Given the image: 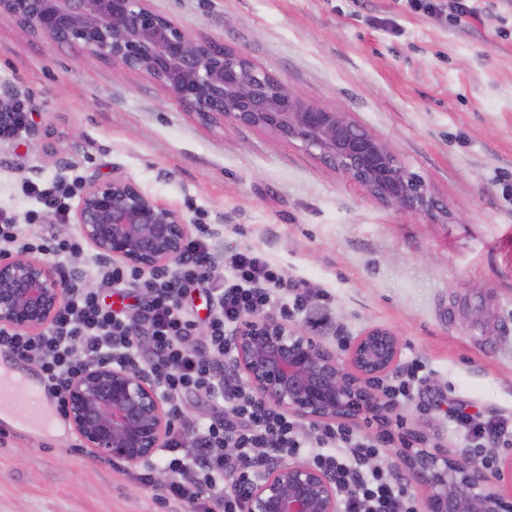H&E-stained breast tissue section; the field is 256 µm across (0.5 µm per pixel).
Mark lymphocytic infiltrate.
<instances>
[{"mask_svg": "<svg viewBox=\"0 0 512 512\" xmlns=\"http://www.w3.org/2000/svg\"><path fill=\"white\" fill-rule=\"evenodd\" d=\"M38 251L61 260L84 252L81 238L20 237L11 218L0 214V247ZM96 271L118 294L142 291L135 311L114 309L88 288L84 274L71 278L66 304L44 333L29 335L0 326V351L38 364L47 398L63 413L64 383L87 366L109 363L136 367L158 387L171 413L190 395L217 403L220 415L184 429L172 427L159 460L141 462V482L162 468L169 476L167 500L189 512H246L248 484L263 467L307 455L326 471L342 497L344 512H421L420 503L391 472L372 466L380 442L355 435L341 424L315 426L313 442L300 438L302 425L255 397L232 370L233 336L244 319L271 305L282 317L301 310L305 293L264 253L246 247L216 269L207 237L187 238L175 267L151 273L124 264L96 261ZM206 290L211 313L205 335L186 300ZM453 421L477 451L512 445V418L483 421L457 412Z\"/></svg>", "mask_w": 512, "mask_h": 512, "instance_id": "1", "label": "lymphocytic infiltrate"}]
</instances>
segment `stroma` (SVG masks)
Instances as JSON below:
<instances>
[{
    "instance_id": "1",
    "label": "stroma",
    "mask_w": 512,
    "mask_h": 512,
    "mask_svg": "<svg viewBox=\"0 0 512 512\" xmlns=\"http://www.w3.org/2000/svg\"><path fill=\"white\" fill-rule=\"evenodd\" d=\"M196 37L245 53L307 102L345 112L389 141L464 223L379 204L299 146L267 131L208 124L148 76L34 36L0 16V86L17 88L33 130L0 143V207L24 237L80 228L49 213L26 182L80 193L122 176L207 228L215 259L245 247L304 282L333 334L290 317L320 343L384 326L400 338L397 404L429 425V445L467 452L454 404L512 415V0H480L469 25L401 0H148ZM138 463L92 457L70 423L0 419V512H183L139 482Z\"/></svg>"
}]
</instances>
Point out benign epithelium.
<instances>
[{
	"label": "benign epithelium",
	"instance_id": "benign-epithelium-1",
	"mask_svg": "<svg viewBox=\"0 0 512 512\" xmlns=\"http://www.w3.org/2000/svg\"><path fill=\"white\" fill-rule=\"evenodd\" d=\"M0 15L34 35L70 45L150 76L178 103L205 119L266 130L406 214L457 223L458 215L400 162L383 140L345 112L316 107L245 54L195 39L145 0H0ZM19 94L0 87V125ZM75 221L106 262L155 270L178 260L188 230L182 213L114 176L90 180ZM66 278L47 259L0 253V325L37 335L63 309ZM234 366L264 403L316 424L361 417L387 422L395 412L379 390L396 371L400 342L386 327L350 338L345 356L299 326L250 316L233 338ZM65 410L86 447L101 458L137 462L163 447L174 424L152 382L136 370L96 364L65 383ZM426 425L413 424L397 465L420 492L422 512H512V458L492 472L464 454L423 448ZM247 512H340L333 481L299 460L283 461L251 483Z\"/></svg>",
	"mask_w": 512,
	"mask_h": 512
}]
</instances>
